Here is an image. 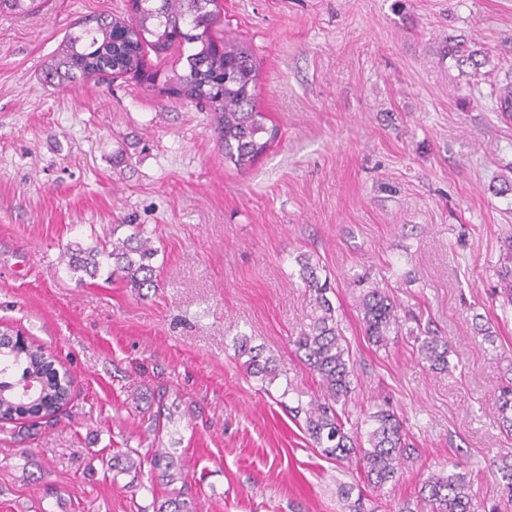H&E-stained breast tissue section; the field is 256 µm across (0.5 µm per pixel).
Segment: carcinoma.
I'll return each instance as SVG.
<instances>
[{
    "label": "carcinoma",
    "mask_w": 512,
    "mask_h": 512,
    "mask_svg": "<svg viewBox=\"0 0 512 512\" xmlns=\"http://www.w3.org/2000/svg\"><path fill=\"white\" fill-rule=\"evenodd\" d=\"M131 14L120 21L107 15H93L81 22L79 32H71L59 55L47 66L44 79L63 83L80 74L88 80L145 71V48L156 53L174 44L189 45L187 70L178 74L168 90L208 108L214 132L224 149V161L238 170H247L279 135V128L267 125V115L255 105L258 81L254 54L248 46L217 36L214 26L221 21L218 0H132ZM39 0H0V14L23 15L33 11ZM498 109L512 112V82L493 90ZM131 233L110 244L87 247L69 244L64 248L69 269L95 280L118 279L137 292L158 287L153 259L157 249L143 237L141 225H130ZM498 270L500 294L512 304V264ZM299 276L315 296L314 314L306 328L293 338L296 355L318 382L314 399L289 408L323 455L338 462H355V470L373 488L381 489L396 478L399 471L416 459V449L408 442L406 428L393 407L385 402L368 413L373 428L367 444L358 438L359 422L347 409L353 392L354 363L336 311L327 296L330 287L321 281L310 258H299ZM358 311L367 341L378 347L389 342L390 333H399L405 325L397 304L379 287L360 293ZM9 338L0 360V397L6 401L8 420L51 415L70 401L71 388L60 386L65 371L56 367L44 348L14 334L0 331V339ZM418 362L432 371L447 372L452 345L430 326H417L412 335ZM237 356H248L246 368L261 381L272 382L276 364L270 357L248 345L242 338L234 342ZM38 381L40 390L33 398L17 394L23 381ZM497 425L512 436V387L501 392L496 403ZM494 478L512 497V455L496 461ZM430 512H470L471 482L461 464L435 474L418 490Z\"/></svg>",
    "instance_id": "carcinoma-1"
}]
</instances>
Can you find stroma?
Instances as JSON below:
<instances>
[{"label": "stroma", "mask_w": 512, "mask_h": 512, "mask_svg": "<svg viewBox=\"0 0 512 512\" xmlns=\"http://www.w3.org/2000/svg\"><path fill=\"white\" fill-rule=\"evenodd\" d=\"M227 37L251 47L256 107L278 140L245 172L225 165L211 115L124 75L49 85L77 22L127 0H46L0 15V324L67 368L71 401L0 425V512H377L464 463L470 512H512L491 474L512 453L495 423L512 383V306L494 294L512 233V0H223ZM463 43L480 69L441 58ZM141 225L159 286L68 270L66 245ZM310 257L350 345L348 408L390 402L418 459L382 490L322 457L288 412L319 387L290 343L314 302ZM386 288L406 328L376 348L358 278ZM430 322L452 368H423L409 331ZM491 328L493 339L483 330ZM276 361L247 373L234 340ZM362 431H370L364 422ZM169 453L163 471L116 473V452Z\"/></svg>", "instance_id": "stroma-1"}]
</instances>
